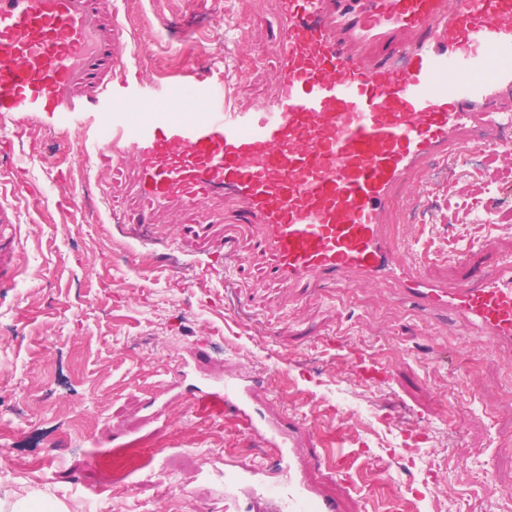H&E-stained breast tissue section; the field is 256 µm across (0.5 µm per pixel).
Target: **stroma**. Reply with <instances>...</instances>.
<instances>
[{"label": "stroma", "instance_id": "obj_1", "mask_svg": "<svg viewBox=\"0 0 512 512\" xmlns=\"http://www.w3.org/2000/svg\"><path fill=\"white\" fill-rule=\"evenodd\" d=\"M133 20L129 53L148 51L166 73L227 56L241 107L265 99L275 71L267 58L271 0H116ZM166 35H159L160 22ZM80 141L85 131L67 133ZM57 130L32 128L0 139V170L17 174L48 200L35 221L16 227L24 272L0 281V512L22 499L83 500L117 512H224L226 465L268 454L230 424L195 415L173 390L156 422H143L150 394L172 386L182 354L205 351L207 369L243 367L267 378L261 401L281 422L306 418L310 481L342 500L345 512H512V354L450 315L417 316L385 283L318 285L295 299L240 271L252 246L242 224L212 222L216 203L172 213L139 233L128 221L138 203L123 176L87 164L70 179L48 170ZM465 161L425 205L396 203L392 230L403 243L427 235L439 249L470 245L490 268L512 254V170ZM84 191L80 209L64 207ZM174 255L189 269L172 272ZM366 348L389 368L375 386L325 348L327 338ZM28 402L27 418L15 414ZM129 431L111 444L113 426ZM345 431L343 442L332 432ZM360 453L363 483L391 474V494L368 501L337 481V449ZM98 456L88 468L89 456Z\"/></svg>", "mask_w": 512, "mask_h": 512}]
</instances>
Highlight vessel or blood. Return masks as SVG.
I'll return each mask as SVG.
<instances>
[{
    "label": "vessel or blood",
    "instance_id": "obj_1",
    "mask_svg": "<svg viewBox=\"0 0 512 512\" xmlns=\"http://www.w3.org/2000/svg\"><path fill=\"white\" fill-rule=\"evenodd\" d=\"M272 93L242 109L223 60L150 75L113 58L127 19L112 0H0V128L83 126L71 164L131 162L138 221L217 200L255 228L252 265L294 297L313 285H393L418 313L452 312L512 352V263L434 276L390 229L399 194L473 152L505 154L512 128V0H274ZM259 374L203 379L195 412L227 420L273 462L225 475L227 512H340L292 466L307 421L288 429L255 405Z\"/></svg>",
    "mask_w": 512,
    "mask_h": 512
}]
</instances>
